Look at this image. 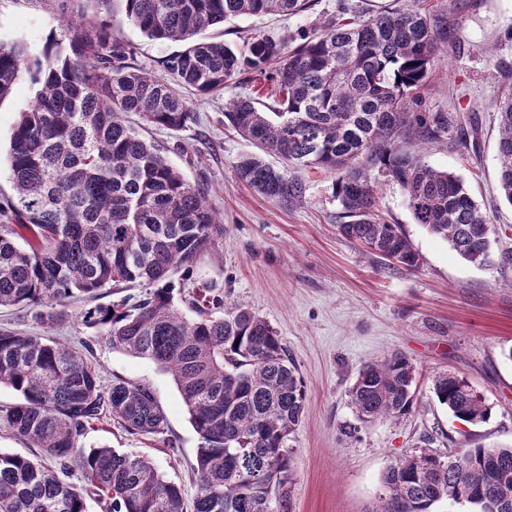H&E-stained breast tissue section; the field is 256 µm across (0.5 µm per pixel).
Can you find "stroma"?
Instances as JSON below:
<instances>
[{
    "instance_id": "stroma-1",
    "label": "stroma",
    "mask_w": 512,
    "mask_h": 512,
    "mask_svg": "<svg viewBox=\"0 0 512 512\" xmlns=\"http://www.w3.org/2000/svg\"><path fill=\"white\" fill-rule=\"evenodd\" d=\"M394 0H316L295 16L244 17L208 29V36L234 46L266 33L287 39L319 20L344 12L394 7ZM419 8L448 17V54L430 71L420 90V109L448 112L477 143L470 151L449 140L430 144L426 161L461 175L492 224L501 228L495 252L512 253V205L498 187L494 104L504 77L497 62L512 65V0H418ZM71 0H0V43L22 44L41 57L55 41L71 54V36L60 21ZM112 38L132 54L129 64L165 78L163 59L178 44L151 40L125 17L115 0L108 19ZM37 87L21 72L11 94L0 100V226L10 223L13 197L8 149L19 110ZM195 120L173 131L128 114L142 136L164 147L168 161L190 182L203 185L224 229L190 273H178L176 289L191 293L208 281L229 292L242 307L265 318L277 331L306 384L302 422L292 450L290 512H373L387 466L423 447L448 449L512 445V266L487 269L467 263L441 238L416 224L400 187L382 181L379 213L401 225L420 256L417 269L373 253L344 238L336 223L339 205L333 174L307 170L301 204L265 199L242 183L236 165L252 153L251 143L224 124L223 97L190 96ZM70 345L88 342L103 383L113 376L152 388L168 423L166 432L132 435L116 422L91 425L79 444L110 445L148 457L193 500L190 465L199 440L170 374L149 360L112 349L93 330L65 314L52 332ZM395 353L416 367L411 412L360 426L348 390L366 362ZM463 377L489 404L487 422L455 419L435 399L436 376ZM176 448H169V440Z\"/></svg>"
}]
</instances>
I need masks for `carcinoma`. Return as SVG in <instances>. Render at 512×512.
Returning a JSON list of instances; mask_svg holds the SVG:
<instances>
[{
  "label": "carcinoma",
  "mask_w": 512,
  "mask_h": 512,
  "mask_svg": "<svg viewBox=\"0 0 512 512\" xmlns=\"http://www.w3.org/2000/svg\"><path fill=\"white\" fill-rule=\"evenodd\" d=\"M76 2L78 15L66 27L79 58L47 49L32 59L23 47L0 43V98L23 69L39 85L10 140L14 225L0 233V307L32 308L48 330L64 308L119 295L77 309L75 319L113 349L172 375L199 438L197 490L189 510L181 486L148 459L108 445L78 447L87 427L103 419L130 434L163 432L166 418L148 384L120 376L103 384L86 342L77 349L1 328L0 385L20 400L0 420L39 458L0 450V512H88L90 497L103 512H287L288 441L303 418L304 379L269 322L232 303L224 289L196 291L192 317L176 305L174 276L211 247L221 220L205 190L123 114L177 131L194 121L185 92L219 96L250 72L272 85L277 107L267 112L249 94L224 103V125L257 149L237 164L242 182L294 205L305 184L292 170L337 175L340 233L414 270L419 255L401 226L378 215L375 169L400 186L415 223L461 259L504 267L512 256L493 251L498 228L463 177L402 147L449 133L448 113L416 111L417 91L448 51V19L408 4L325 20L300 31L290 47L267 35L239 49L203 32L242 17L303 14L314 0H123L128 21L143 33L186 43L163 60L170 80L162 81L125 62L126 48L104 21L85 31L88 14L111 11L112 0ZM495 110L499 186L512 205V88ZM27 233L25 248L10 239ZM415 379L416 366L403 354L366 363L348 390L358 421L408 414ZM433 393L461 422L490 417L485 400L454 375L436 377ZM459 500L474 512H512V446L415 451L385 470L373 512H432Z\"/></svg>",
  "instance_id": "1"
}]
</instances>
